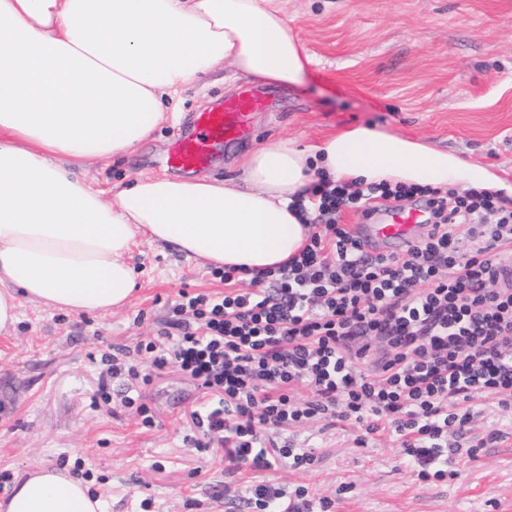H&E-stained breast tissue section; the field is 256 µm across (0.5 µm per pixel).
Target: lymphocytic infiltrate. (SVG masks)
Returning a JSON list of instances; mask_svg holds the SVG:
<instances>
[{
  "instance_id": "1",
  "label": "lymphocytic infiltrate",
  "mask_w": 512,
  "mask_h": 512,
  "mask_svg": "<svg viewBox=\"0 0 512 512\" xmlns=\"http://www.w3.org/2000/svg\"><path fill=\"white\" fill-rule=\"evenodd\" d=\"M308 198L316 216L292 261L244 291L243 272L215 269L224 295L180 291L156 336L140 342L152 373L113 363L111 375L127 381L123 402L152 425L135 395L171 366L205 394L191 421L231 462L308 468L314 454L277 441L276 430L349 421L359 446L390 431L420 481L447 478L448 438L463 434L479 401L512 409V288L498 269L512 254V201L487 189L328 180ZM379 200L424 205L425 236L396 253L367 252L336 216L345 207L370 215ZM247 502L260 512L333 506L302 486L260 485Z\"/></svg>"
}]
</instances>
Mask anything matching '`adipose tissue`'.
Returning a JSON list of instances; mask_svg holds the SVG:
<instances>
[{"instance_id": "obj_1", "label": "adipose tissue", "mask_w": 512, "mask_h": 512, "mask_svg": "<svg viewBox=\"0 0 512 512\" xmlns=\"http://www.w3.org/2000/svg\"><path fill=\"white\" fill-rule=\"evenodd\" d=\"M309 57L274 0H0V330L22 299L72 313L124 306L138 237L248 273L290 261L318 176L497 188L486 166L372 126L255 149L237 182L144 177L111 198L73 168L133 153L185 86L223 64L300 82ZM0 512H104L70 475L20 480Z\"/></svg>"}]
</instances>
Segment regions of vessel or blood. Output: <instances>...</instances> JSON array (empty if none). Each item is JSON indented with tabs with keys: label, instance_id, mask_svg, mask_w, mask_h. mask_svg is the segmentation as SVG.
I'll list each match as a JSON object with an SVG mask.
<instances>
[{
	"label": "vessel or blood",
	"instance_id": "obj_1",
	"mask_svg": "<svg viewBox=\"0 0 512 512\" xmlns=\"http://www.w3.org/2000/svg\"><path fill=\"white\" fill-rule=\"evenodd\" d=\"M260 97L251 91L236 99L195 113L187 129L172 141L167 164L185 171L204 172L215 163L225 143L242 139L249 131L252 112L260 107ZM371 224L365 225L361 239L375 252L401 250L412 241L425 218L422 207L416 205L381 206L371 214Z\"/></svg>",
	"mask_w": 512,
	"mask_h": 512
}]
</instances>
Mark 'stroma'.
Wrapping results in <instances>:
<instances>
[{
  "mask_svg": "<svg viewBox=\"0 0 512 512\" xmlns=\"http://www.w3.org/2000/svg\"><path fill=\"white\" fill-rule=\"evenodd\" d=\"M294 37L315 59L300 84L263 83L262 109L243 140L227 144L210 176L232 180L256 148L302 145L358 124L420 139L492 166L512 184V0H282ZM231 65L188 84L177 119H166L136 153L92 162L79 177L108 190L144 176H177L164 161L193 113L251 87ZM136 287L122 308L74 314L22 300L0 332V499L25 474L54 468L83 479L106 512H248L247 487L295 489L334 499L333 512H512V411L483 401L473 436L502 431L470 461L449 460L453 478L416 480L390 433L357 446L354 426L283 429L312 450L306 470L230 464L221 447L190 441V412L203 396L175 370L144 388L154 424L120 396L92 403L107 365L102 355L135 350L155 335L180 290L220 295L204 260L146 238L133 249ZM349 484L350 492L337 489Z\"/></svg>",
  "mask_w": 512,
  "mask_h": 512,
  "instance_id": "obj_1",
  "label": "stroma"
}]
</instances>
